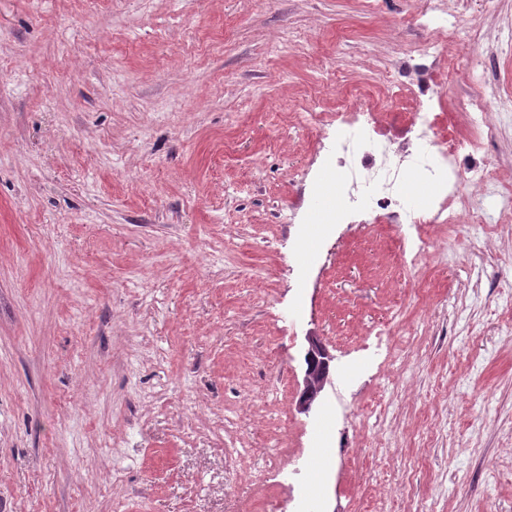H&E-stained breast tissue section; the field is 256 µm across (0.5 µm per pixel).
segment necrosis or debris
I'll return each instance as SVG.
<instances>
[{
	"mask_svg": "<svg viewBox=\"0 0 512 512\" xmlns=\"http://www.w3.org/2000/svg\"><path fill=\"white\" fill-rule=\"evenodd\" d=\"M436 39L420 45L418 63L386 72L382 81L394 98L413 94L416 108L397 115L399 129L388 134L374 110L336 115V140L330 160L336 178L329 189L340 224L383 222L417 231L413 253H398L404 271H412L432 245L430 230L443 224H470L485 219L477 190L491 180L486 147L478 128L489 107L485 98L459 101L458 107L474 133L464 139L442 110L444 73L440 65L445 41L472 42L457 25L440 26ZM415 181L429 192L419 207H408L403 184Z\"/></svg>",
	"mask_w": 512,
	"mask_h": 512,
	"instance_id": "obj_1",
	"label": "necrosis or debris"
}]
</instances>
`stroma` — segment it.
<instances>
[{"mask_svg": "<svg viewBox=\"0 0 512 512\" xmlns=\"http://www.w3.org/2000/svg\"><path fill=\"white\" fill-rule=\"evenodd\" d=\"M426 7L0 0V512H294L315 479L322 512H512V211L404 273L392 225L318 214L334 130L295 119L353 109ZM448 15L498 67L445 111L512 98V0ZM307 341L309 344L307 360L310 364L304 374L303 389L298 405V409L303 413H308L312 409L313 404L326 386L332 383L329 352L317 336H308Z\"/></svg>", "mask_w": 512, "mask_h": 512, "instance_id": "stroma-1", "label": "stroma"}]
</instances>
